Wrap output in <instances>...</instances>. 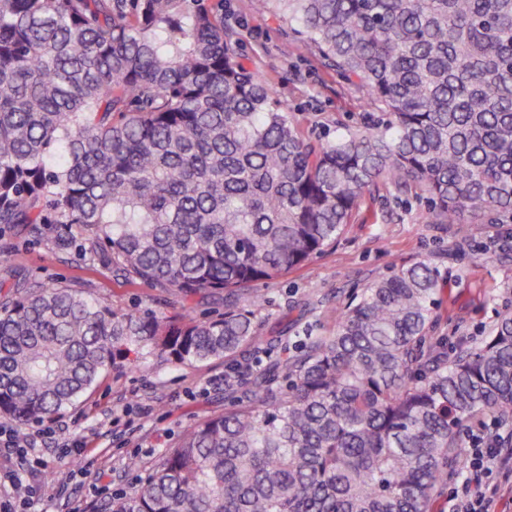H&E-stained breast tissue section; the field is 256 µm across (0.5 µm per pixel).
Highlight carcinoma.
Returning a JSON list of instances; mask_svg holds the SVG:
<instances>
[{
  "mask_svg": "<svg viewBox=\"0 0 512 512\" xmlns=\"http://www.w3.org/2000/svg\"><path fill=\"white\" fill-rule=\"evenodd\" d=\"M379 116L304 136L210 0H0V224L78 243L128 280L224 312L116 310L13 280L0 247V423L49 421L117 361L269 354L275 281L333 247L366 200L428 224H512V0H255ZM445 292L419 260L327 334L251 373L96 512H433L475 419L512 422V311L477 345L429 336Z\"/></svg>",
  "mask_w": 512,
  "mask_h": 512,
  "instance_id": "obj_1",
  "label": "carcinoma"
}]
</instances>
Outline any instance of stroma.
Instances as JSON below:
<instances>
[{
    "label": "stroma",
    "mask_w": 512,
    "mask_h": 512,
    "mask_svg": "<svg viewBox=\"0 0 512 512\" xmlns=\"http://www.w3.org/2000/svg\"><path fill=\"white\" fill-rule=\"evenodd\" d=\"M223 4L224 24L243 62L259 72L305 135L331 140L368 121L357 86L325 68L319 56L298 54L296 24L258 11L254 0ZM421 207L413 199L371 202L336 246L284 278L257 284L261 336L280 347L298 322L328 332L354 292L393 268L424 259L447 283L438 335L478 342L498 314L512 310V293L504 289L512 282V226L472 223L462 230L427 224L418 216ZM0 240L9 243L8 263L20 276L88 289L119 310L170 306L203 318L224 309L219 300L164 302L151 284L126 281L90 263L76 245L57 251L17 227L0 232ZM229 368L221 359L178 364L151 357L136 367L106 370L92 391L51 421L53 433L36 451L25 458L0 453V492L11 491L6 475L21 471L39 495L35 512H91L104 497L136 484L202 417L223 412L235 398L222 381ZM80 440L87 446L77 458L67 445ZM132 457L139 470L129 469Z\"/></svg>",
    "instance_id": "obj_1"
}]
</instances>
